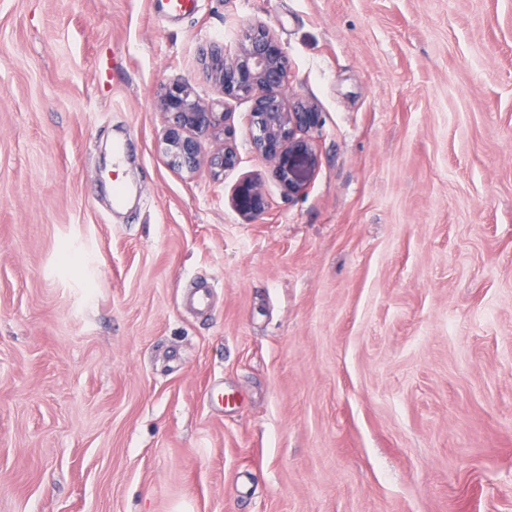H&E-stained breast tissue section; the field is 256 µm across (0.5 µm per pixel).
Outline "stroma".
<instances>
[{
    "mask_svg": "<svg viewBox=\"0 0 512 512\" xmlns=\"http://www.w3.org/2000/svg\"><path fill=\"white\" fill-rule=\"evenodd\" d=\"M255 21L321 112L293 197L248 100L223 175L159 147ZM0 512H512V0H0ZM234 202L250 218L262 215L268 207L262 180L260 178L248 180L238 191Z\"/></svg>",
    "mask_w": 512,
    "mask_h": 512,
    "instance_id": "stroma-1",
    "label": "stroma"
}]
</instances>
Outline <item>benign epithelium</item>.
I'll return each instance as SVG.
<instances>
[{
    "instance_id": "1",
    "label": "benign epithelium",
    "mask_w": 512,
    "mask_h": 512,
    "mask_svg": "<svg viewBox=\"0 0 512 512\" xmlns=\"http://www.w3.org/2000/svg\"><path fill=\"white\" fill-rule=\"evenodd\" d=\"M201 65L204 78L222 97L252 101L253 151L272 167L285 194L302 191L318 166L310 135L319 125L318 106L299 95L287 98L288 56L275 33L262 22L253 23L234 50L220 44L203 50ZM157 108L163 117L160 148L174 170L193 175L206 162L217 174L237 166L228 113L214 111V104L200 98L190 82L163 87ZM206 139L215 143L207 160ZM235 205L251 218L262 215L268 207L262 180H248Z\"/></svg>"
}]
</instances>
